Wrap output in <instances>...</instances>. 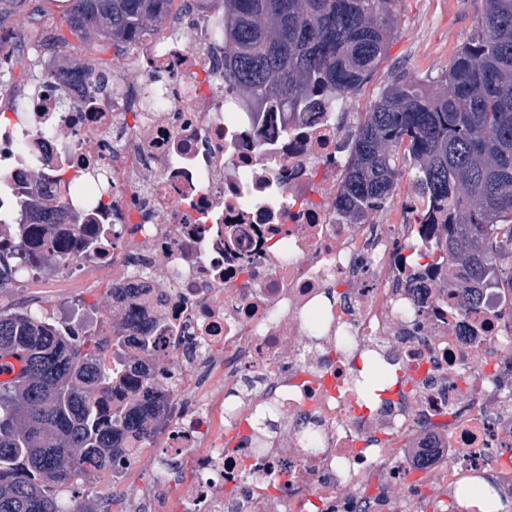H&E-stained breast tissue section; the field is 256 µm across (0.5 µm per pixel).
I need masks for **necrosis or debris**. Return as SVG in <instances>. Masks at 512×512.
<instances>
[{
  "label": "necrosis or debris",
  "mask_w": 512,
  "mask_h": 512,
  "mask_svg": "<svg viewBox=\"0 0 512 512\" xmlns=\"http://www.w3.org/2000/svg\"><path fill=\"white\" fill-rule=\"evenodd\" d=\"M169 9L170 34L128 46L108 88L45 64L0 123V249L22 245L40 280L112 272L122 320L90 327L102 370L117 348L129 364L95 401L152 426L126 458L155 486L136 512H421L404 448L449 449L428 466L439 490L474 486L471 512H495L512 282L415 261L447 238L421 194L351 223L335 200L353 112H253L224 87L220 15ZM27 194L72 223L17 224Z\"/></svg>",
  "instance_id": "4bbe7bcc"
}]
</instances>
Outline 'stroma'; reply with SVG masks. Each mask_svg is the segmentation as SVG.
Returning a JSON list of instances; mask_svg holds the SVG:
<instances>
[{"instance_id": "stroma-1", "label": "stroma", "mask_w": 512, "mask_h": 512, "mask_svg": "<svg viewBox=\"0 0 512 512\" xmlns=\"http://www.w3.org/2000/svg\"><path fill=\"white\" fill-rule=\"evenodd\" d=\"M70 0H23L9 20L20 42L5 66V78L16 89L30 91L34 67L44 55L47 37L65 39L69 60L86 59L111 68L117 59L112 44L93 39L80 42L67 23ZM480 0H397V25L385 58L354 96L350 108L362 113L393 79L418 75L435 81L447 70L457 49L474 37ZM89 291L76 281L39 282L18 279L16 287L0 290V309L31 307L51 317L82 319L77 304Z\"/></svg>"}]
</instances>
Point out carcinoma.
<instances>
[{"label":"carcinoma","instance_id":"carcinoma-1","mask_svg":"<svg viewBox=\"0 0 512 512\" xmlns=\"http://www.w3.org/2000/svg\"><path fill=\"white\" fill-rule=\"evenodd\" d=\"M170 0H73V34L115 50L167 26ZM399 0H215L224 14V86L260 112H295L329 93L344 103L385 57ZM478 37L463 44L439 86L417 76L384 86L353 131L336 205L358 224L382 211L397 188L400 161L415 189L452 215L447 251L469 277L512 281V0H482ZM31 224H59L60 209L19 202ZM99 345L74 323L0 311V359L24 361L18 381L0 384V512H93L63 503L91 459L110 468L145 418L107 425L91 402L126 367L105 373Z\"/></svg>","mask_w":512,"mask_h":512}]
</instances>
